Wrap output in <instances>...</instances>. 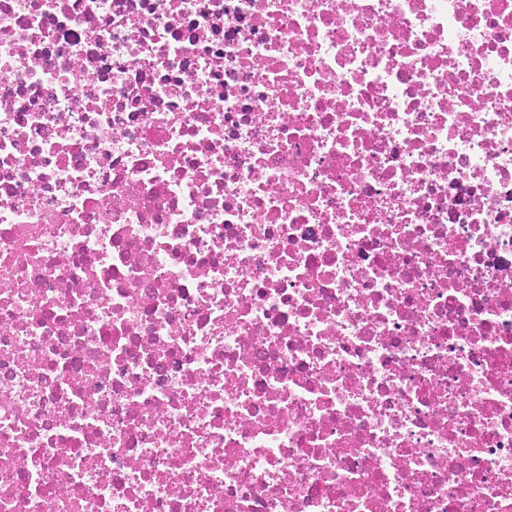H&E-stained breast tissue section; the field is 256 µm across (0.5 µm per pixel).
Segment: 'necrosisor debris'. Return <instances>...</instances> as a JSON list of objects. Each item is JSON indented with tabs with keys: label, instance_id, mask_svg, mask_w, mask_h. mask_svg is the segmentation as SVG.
Wrapping results in <instances>:
<instances>
[{
	"label": "necrosis or debris",
	"instance_id": "necrosis-or-debris-1",
	"mask_svg": "<svg viewBox=\"0 0 512 512\" xmlns=\"http://www.w3.org/2000/svg\"><path fill=\"white\" fill-rule=\"evenodd\" d=\"M0 512H512V0H0Z\"/></svg>",
	"mask_w": 512,
	"mask_h": 512
}]
</instances>
